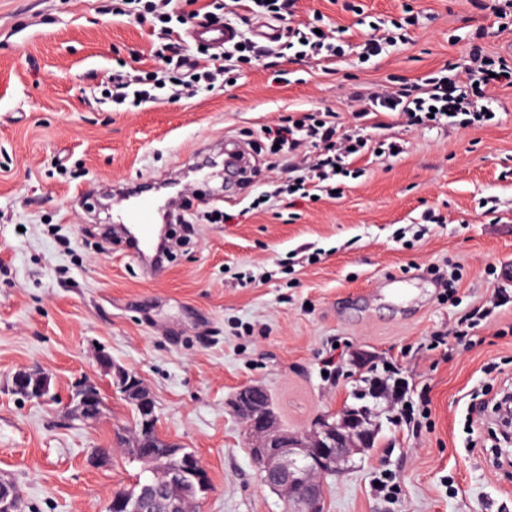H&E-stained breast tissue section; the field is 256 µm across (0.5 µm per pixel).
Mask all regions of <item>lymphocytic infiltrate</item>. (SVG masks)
I'll return each instance as SVG.
<instances>
[{
  "label": "lymphocytic infiltrate",
  "instance_id": "1",
  "mask_svg": "<svg viewBox=\"0 0 512 512\" xmlns=\"http://www.w3.org/2000/svg\"><path fill=\"white\" fill-rule=\"evenodd\" d=\"M296 3L297 0H211L204 5L200 0H176L173 10L177 27H161L151 45L150 55L158 64L157 69L136 75L113 72L107 95L113 104L134 107L151 102L156 89L168 87L175 95L189 97L213 90L217 82L236 79L241 65L253 62L273 68L281 59H313L329 66L351 53L366 62L388 47L408 41L414 17L409 9L404 18L392 22L359 18L364 32L355 42L337 36L322 14L296 20ZM257 19L282 22L281 37L261 45L241 32L220 54L204 49L195 55L185 47L186 28L193 21L228 26L235 20L247 24ZM499 84L512 86V61L477 50L459 80L433 74L418 83H401L398 90L371 95L352 87L349 96L359 104L355 118L363 123V131L340 133L336 115L330 111H300L288 116L283 124L263 130L267 169L287 170L288 179L254 198L253 203L259 206L295 194L303 199L321 194L334 196L338 169L347 168L355 158L374 149L391 156V147L381 141L372 142L365 133L366 128L378 127L385 114H405L415 126L457 120L465 126L487 123L495 114L483 104L485 91Z\"/></svg>",
  "mask_w": 512,
  "mask_h": 512
}]
</instances>
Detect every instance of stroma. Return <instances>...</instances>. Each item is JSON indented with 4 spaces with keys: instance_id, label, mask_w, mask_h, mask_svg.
I'll use <instances>...</instances> for the list:
<instances>
[{
    "instance_id": "1",
    "label": "stroma",
    "mask_w": 512,
    "mask_h": 512,
    "mask_svg": "<svg viewBox=\"0 0 512 512\" xmlns=\"http://www.w3.org/2000/svg\"><path fill=\"white\" fill-rule=\"evenodd\" d=\"M358 2L389 20L412 4L408 43L329 73L287 62V83L245 65L235 87L181 99L163 90L123 112L96 94L111 71L136 67L155 19L113 15L112 0H0V478L19 488L23 512H106L140 472L121 450L132 412L112 394L104 356L140 376L161 436L207 471L211 488L192 512H285L230 408L241 387L267 390L280 427L302 432L352 405L372 372L396 376L400 392L377 445L324 479V512H512V476L493 468L487 428L468 415L474 396L512 381V87L489 90L496 117L484 125L384 117L367 134L402 154L362 156V176L340 178L333 199L286 197L252 213L266 177L191 183L194 221L151 275L95 208L96 193L206 165L226 139L263 142L261 127L295 110L334 111L351 130V86L417 82L464 66L477 48L512 55V27L499 30L472 0ZM208 207L231 221L209 223ZM427 210L438 223L422 220ZM450 269L448 290L437 279ZM492 300L476 344L460 342L458 319ZM30 368L61 397L96 382L100 417L87 423L9 391ZM408 405L413 427L398 414ZM99 448L112 454L92 462ZM386 473L388 497L376 489Z\"/></svg>"
}]
</instances>
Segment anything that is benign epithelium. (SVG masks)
<instances>
[{
	"label": "benign epithelium",
	"mask_w": 512,
	"mask_h": 512,
	"mask_svg": "<svg viewBox=\"0 0 512 512\" xmlns=\"http://www.w3.org/2000/svg\"><path fill=\"white\" fill-rule=\"evenodd\" d=\"M135 381L140 378L129 374L121 382L112 383V392L126 402L144 407L143 428L148 431L156 425L155 399L147 388H142V394L149 400V405L143 406L138 393L130 388ZM9 388L27 399L40 397L28 371L15 373ZM258 395L264 396L266 392L255 385L245 386L235 394L232 407L245 423L247 437L252 441L251 458L263 483L283 497L287 512H321V479L341 469L353 455L370 446L381 430L379 416L369 417L361 411L347 409L338 418H321L305 433L288 432L278 426L270 400L260 407L254 404ZM103 405L104 398L97 386L85 380L73 387L64 408L84 420H94ZM202 472L199 463L185 460L172 463L155 474L153 482L143 486L137 499L125 494L112 495L109 509L112 512H188L189 502L183 489L190 476L202 480ZM0 512H21L18 493L1 480Z\"/></svg>",
	"instance_id": "1"
}]
</instances>
